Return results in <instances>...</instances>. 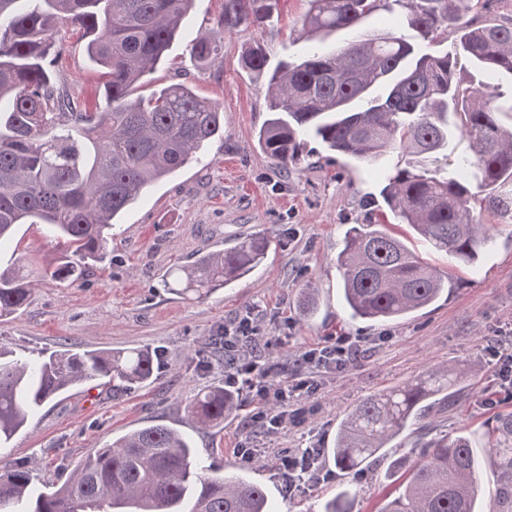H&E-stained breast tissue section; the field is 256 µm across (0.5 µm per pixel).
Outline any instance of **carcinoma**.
Segmentation results:
<instances>
[{
  "mask_svg": "<svg viewBox=\"0 0 512 512\" xmlns=\"http://www.w3.org/2000/svg\"><path fill=\"white\" fill-rule=\"evenodd\" d=\"M278 0H224L213 35L198 38L191 56L205 63L223 36L271 21ZM295 62L285 61L267 85L270 117L257 133L260 150L284 170L324 151L368 164L398 151L380 197L399 223L459 265H472L493 240L483 214L512 224V125L498 114L499 95L465 87L466 61L512 78V14L481 21L495 0H307ZM194 0H0V239L17 224H44L63 240L51 276L73 284L86 261L103 259L116 218L155 182L175 173L224 130L219 105L186 84L135 96L180 34ZM406 10L415 31L366 34L373 12ZM66 20L87 38L88 56L105 70L99 111L57 88L46 67L57 60L53 40ZM457 33L451 52L424 53L440 31ZM358 32L340 50L326 42ZM254 71L267 66L256 45L243 56ZM468 149L448 154L452 130ZM445 158L430 167L424 159ZM480 212H475V206ZM268 241L246 236L224 251H207L177 269L181 293L198 298L226 288L265 258ZM343 298L355 319L388 323L430 306L456 286L451 274L427 262L383 224L351 226L336 256ZM33 283L20 267L0 269V318L23 308ZM154 371L144 349L54 351L27 360L0 352V447L54 396L93 380L115 388L141 384ZM464 370L433 368L425 375L365 397L336 428L325 449L336 467L355 474L384 453L406 429L422 431L435 401L450 399ZM239 393L222 386L198 391L187 404L200 429L231 420ZM483 451L467 436L435 439L405 467L407 477L376 512H475L481 473H498L488 512H512V411L495 416ZM348 491L317 512H352ZM0 512H272L262 486L234 471L219 474L197 456L178 430L155 424L128 432L81 461L53 490L31 487L24 464L0 466Z\"/></svg>",
  "mask_w": 512,
  "mask_h": 512,
  "instance_id": "carcinoma-1",
  "label": "carcinoma"
}]
</instances>
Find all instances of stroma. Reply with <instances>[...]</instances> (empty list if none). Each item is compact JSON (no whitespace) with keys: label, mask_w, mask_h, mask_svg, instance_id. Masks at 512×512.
Returning <instances> with one entry per match:
<instances>
[{"label":"stroma","mask_w":512,"mask_h":512,"mask_svg":"<svg viewBox=\"0 0 512 512\" xmlns=\"http://www.w3.org/2000/svg\"><path fill=\"white\" fill-rule=\"evenodd\" d=\"M307 8V0H279L268 25L226 35L219 54L198 67L190 46L216 28L224 0H195L182 38L147 75V87L187 84L219 102L224 134L199 160L146 191L114 228L107 258L89 263L81 280L69 287L50 279L61 248L43 225H18L0 243V263L24 265L37 282L29 305L0 319V348L22 359L60 349L146 348L162 355L147 382L116 391L108 380L91 381L61 393L29 418L4 454L28 465L34 485L62 484L81 460L112 439L165 424L187 435L203 460L219 468L237 462L240 445L253 448L244 468L265 489L274 512H313L345 487L354 497V512H373L388 491L390 460L413 459L423 446L417 434H401L386 459L352 478L323 461L324 480L291 494L280 471L281 453L328 447L345 411L435 366L460 364L467 375L453 409L434 418L430 437L462 430L481 443L487 422L497 412L512 411V400L499 392L492 354L497 344L512 347V226H500L475 269L451 266L444 253L416 243L428 262L452 268L456 287L406 319L384 325L354 320L343 306L336 255L350 224H388L407 234L379 196L399 153L370 166L323 152L284 170L258 148L255 134L268 117L267 75L246 69L242 53L262 45L272 67L295 56ZM53 37L63 50L52 68L54 81L94 102L103 71L90 61L84 39L67 22L57 25ZM251 234L270 238L271 248L249 277L201 301L164 287L170 271L197 254L232 247ZM310 285L319 288L320 306L305 319L299 299ZM249 311L271 346L260 354L246 351L244 361L263 357L287 384L297 380L298 352L340 334L358 338L360 347L343 369L331 367L317 376L315 391L290 404L291 417L278 432L252 424L263 405L248 396L230 422L199 430L187 417L186 403L199 390L224 383V360L208 343L225 322Z\"/></svg>","instance_id":"stroma-1"}]
</instances>
